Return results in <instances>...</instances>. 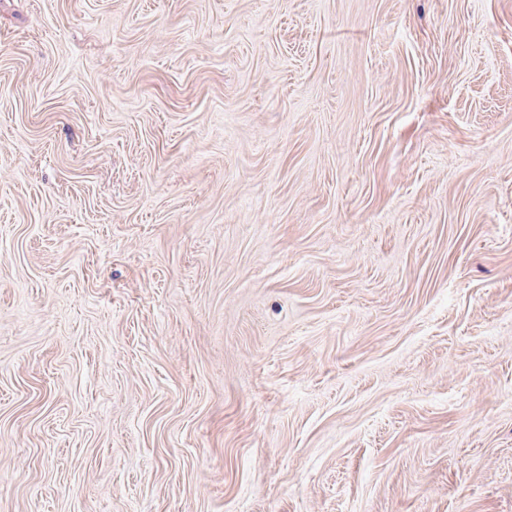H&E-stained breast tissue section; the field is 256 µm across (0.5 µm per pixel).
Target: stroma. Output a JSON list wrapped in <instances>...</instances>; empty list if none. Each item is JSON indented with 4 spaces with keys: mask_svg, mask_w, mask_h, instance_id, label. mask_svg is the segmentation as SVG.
I'll return each instance as SVG.
<instances>
[{
    "mask_svg": "<svg viewBox=\"0 0 512 512\" xmlns=\"http://www.w3.org/2000/svg\"><path fill=\"white\" fill-rule=\"evenodd\" d=\"M0 512H512V0H0Z\"/></svg>",
    "mask_w": 512,
    "mask_h": 512,
    "instance_id": "stroma-1",
    "label": "stroma"
}]
</instances>
